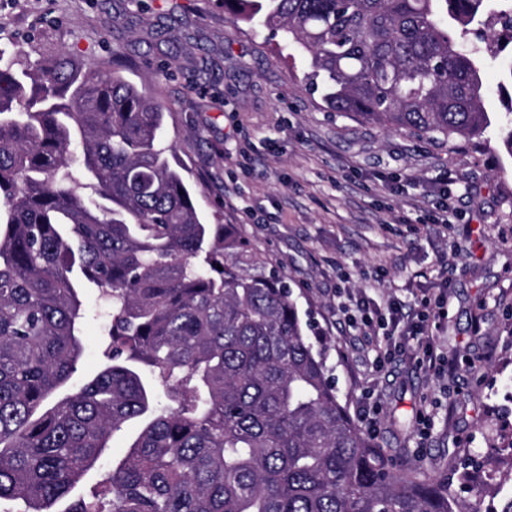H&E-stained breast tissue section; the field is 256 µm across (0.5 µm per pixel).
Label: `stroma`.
<instances>
[{"mask_svg": "<svg viewBox=\"0 0 512 512\" xmlns=\"http://www.w3.org/2000/svg\"><path fill=\"white\" fill-rule=\"evenodd\" d=\"M2 45L39 64L116 57L154 88L206 222L230 225L288 278L352 418L373 389L375 443L399 467L447 481L475 512L512 494V152L499 125L450 147L327 111L303 83L306 60L232 23L222 0H0ZM444 202L455 224L431 223ZM341 288L397 300L408 320L440 297L432 364L402 343L374 370ZM82 300L76 385L101 369L105 341L98 290Z\"/></svg>", "mask_w": 512, "mask_h": 512, "instance_id": "1", "label": "stroma"}]
</instances>
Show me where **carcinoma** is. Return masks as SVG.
Instances as JSON below:
<instances>
[{"label":"carcinoma","instance_id":"1","mask_svg":"<svg viewBox=\"0 0 512 512\" xmlns=\"http://www.w3.org/2000/svg\"><path fill=\"white\" fill-rule=\"evenodd\" d=\"M283 34L330 112L434 142L492 125L480 43L512 0H224ZM155 93L119 67L0 47V507L3 512H475L392 468L326 375L291 286L174 164ZM110 316L84 353L81 289ZM125 454L76 490L117 433ZM82 300L87 316L82 329L85 352L72 378V383L76 386L83 384L101 369L103 364L102 350L105 341V324L100 316L102 301L97 288H85Z\"/></svg>","mask_w":512,"mask_h":512}]
</instances>
